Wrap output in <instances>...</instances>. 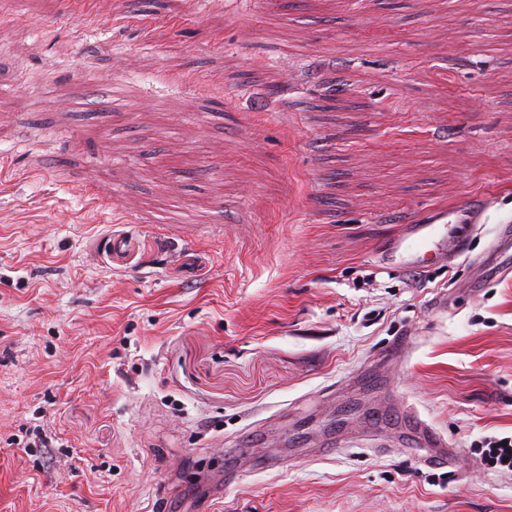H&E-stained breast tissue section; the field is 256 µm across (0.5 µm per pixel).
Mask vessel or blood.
Masks as SVG:
<instances>
[{
    "label": "vessel or blood",
    "mask_w": 512,
    "mask_h": 512,
    "mask_svg": "<svg viewBox=\"0 0 512 512\" xmlns=\"http://www.w3.org/2000/svg\"><path fill=\"white\" fill-rule=\"evenodd\" d=\"M492 204L489 198H482L480 204L452 203L434 208L424 219L405 225L402 232L390 239L387 258L398 261L406 267L418 264L427 252L435 251L449 257L467 253L465 240L449 237L448 228L453 224H484L489 220ZM490 253L500 256L501 268L512 265V223L499 222L498 233L490 244ZM408 426L421 446L431 449L430 461L435 465H446L450 457L446 452L447 443L417 415H410Z\"/></svg>",
    "instance_id": "1"
}]
</instances>
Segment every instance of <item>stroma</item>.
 <instances>
[{"mask_svg": "<svg viewBox=\"0 0 512 512\" xmlns=\"http://www.w3.org/2000/svg\"><path fill=\"white\" fill-rule=\"evenodd\" d=\"M102 9L0 0V512H512L473 452L512 435L494 223L381 255L512 219V0ZM492 206L489 198L483 197L479 205L455 202L434 208L424 219L405 224L402 232L389 240L386 249L388 260L398 259V265L406 267L418 264L429 251L443 253L445 257L467 253V242L448 237V226L487 224ZM408 426L423 448H437L435 454L428 457L430 463L442 467L446 466V463H451L452 457L448 455V452L446 454L447 442L416 414L409 416Z\"/></svg>", "mask_w": 512, "mask_h": 512, "instance_id": "35a3bbf8", "label": "stroma"}]
</instances>
